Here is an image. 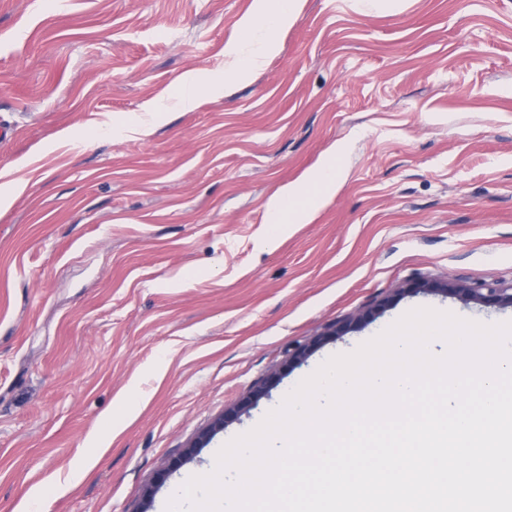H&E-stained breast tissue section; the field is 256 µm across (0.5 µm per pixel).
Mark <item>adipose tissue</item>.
Here are the masks:
<instances>
[{
  "mask_svg": "<svg viewBox=\"0 0 512 512\" xmlns=\"http://www.w3.org/2000/svg\"><path fill=\"white\" fill-rule=\"evenodd\" d=\"M305 3L306 0H252L249 10L237 23L235 37L224 47L223 74L208 77L201 71L189 70L177 78L174 98L180 109L194 110L202 99H219L230 85L250 81L279 53L280 33L295 22ZM348 150L345 141L332 147L302 180L279 187L269 197L268 243H275L289 225L308 223L335 196L345 177L343 159Z\"/></svg>",
  "mask_w": 512,
  "mask_h": 512,
  "instance_id": "ef3b65f1",
  "label": "adipose tissue"
}]
</instances>
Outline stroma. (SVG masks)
<instances>
[{
    "instance_id": "stroma-1",
    "label": "stroma",
    "mask_w": 512,
    "mask_h": 512,
    "mask_svg": "<svg viewBox=\"0 0 512 512\" xmlns=\"http://www.w3.org/2000/svg\"><path fill=\"white\" fill-rule=\"evenodd\" d=\"M250 5L0 0V169L27 182L0 212V512L85 455L42 512H160L328 354L417 308L512 319L412 288L512 284V0H307L249 84L112 137L223 72ZM343 140L335 197L265 246L269 196ZM166 109L167 105L162 100L152 99L146 101L141 107V112H144L142 116L129 123L113 126V136L119 135L125 138H144L150 136L154 127L167 118L168 112Z\"/></svg>"
}]
</instances>
